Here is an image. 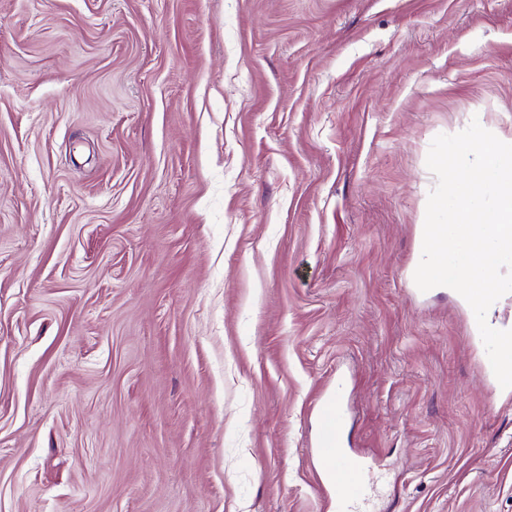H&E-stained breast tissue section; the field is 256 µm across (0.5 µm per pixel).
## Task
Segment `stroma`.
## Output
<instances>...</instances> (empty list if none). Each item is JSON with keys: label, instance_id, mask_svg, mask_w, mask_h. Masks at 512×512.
<instances>
[{"label": "stroma", "instance_id": "obj_1", "mask_svg": "<svg viewBox=\"0 0 512 512\" xmlns=\"http://www.w3.org/2000/svg\"><path fill=\"white\" fill-rule=\"evenodd\" d=\"M512 139V0H0V512H512V388L423 292L432 140ZM320 416L323 426L316 436L312 455L319 464L321 484L330 494L335 489L346 488V494L334 500L336 512H358L353 507L364 498L366 490L359 477L361 469L348 460L343 448L338 447L342 410L333 393L322 396Z\"/></svg>", "mask_w": 512, "mask_h": 512}]
</instances>
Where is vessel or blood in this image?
<instances>
[{
	"label": "vessel or blood",
	"instance_id": "1",
	"mask_svg": "<svg viewBox=\"0 0 512 512\" xmlns=\"http://www.w3.org/2000/svg\"><path fill=\"white\" fill-rule=\"evenodd\" d=\"M320 416L323 426L315 439L313 457L319 464V478L326 491L345 488L344 496L336 498V512H354V506L366 493L359 477L360 468L350 462L338 442L342 421L341 404L337 396L325 393L321 398Z\"/></svg>",
	"mask_w": 512,
	"mask_h": 512
}]
</instances>
